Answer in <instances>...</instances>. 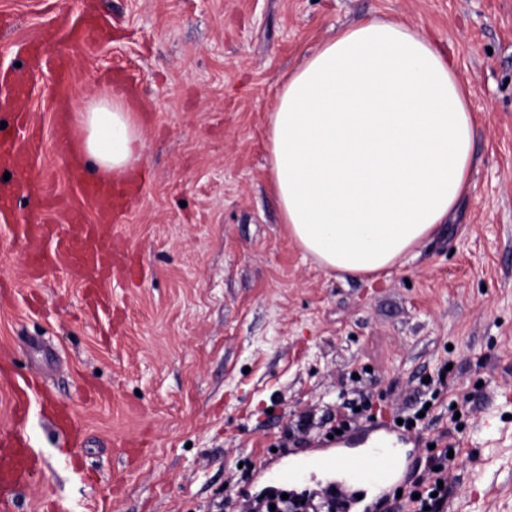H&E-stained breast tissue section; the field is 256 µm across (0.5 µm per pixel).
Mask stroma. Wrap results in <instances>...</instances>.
<instances>
[{"label": "stroma", "instance_id": "obj_1", "mask_svg": "<svg viewBox=\"0 0 512 512\" xmlns=\"http://www.w3.org/2000/svg\"><path fill=\"white\" fill-rule=\"evenodd\" d=\"M94 5L112 37L75 48L70 110L121 68L144 159L112 240L137 275L87 312L64 269L32 280L25 243L0 233V433L38 468L12 512H242L264 464L324 444L354 401L358 432L441 382L410 431L411 482L452 446L448 512H512V0H0V79L40 26ZM395 19L430 32L472 87V187L400 270L374 279L319 267L289 238L265 136L284 75L344 27ZM36 74L33 171L69 197V154ZM35 384L13 416L14 378ZM306 432H298L299 418Z\"/></svg>", "mask_w": 512, "mask_h": 512}]
</instances>
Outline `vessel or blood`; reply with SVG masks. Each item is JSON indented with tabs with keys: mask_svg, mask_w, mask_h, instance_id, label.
<instances>
[{
	"mask_svg": "<svg viewBox=\"0 0 512 512\" xmlns=\"http://www.w3.org/2000/svg\"><path fill=\"white\" fill-rule=\"evenodd\" d=\"M107 35L106 23L88 16L74 25L68 39L72 44L89 48L100 44ZM58 32L44 29L26 43L25 63L10 79L0 84V112L12 117L10 130H0V171L16 173L35 167L41 155V141L31 131L26 113L19 102L31 92V78L37 71L52 67L58 83L69 77L70 55L57 50ZM68 179L74 188L71 198L52 196L39 181L21 184V191L35 200L39 210L64 212L65 223L56 225L39 220L13 226V233L33 243L27 255L28 274L40 279L52 267L67 268L85 288L92 300H99L112 278L124 276L132 269L131 261L115 259L112 236L118 230L112 204L127 197L130 188L106 179L89 180L78 159L67 165ZM400 431L379 427L348 440H334L330 447L319 449L310 461L313 474L324 477L327 497L336 498L344 512H378L385 486L405 480L409 464L398 452L404 442ZM367 446L368 454L349 456L345 444ZM33 451L22 435L0 437V488L10 489L27 479Z\"/></svg>",
	"mask_w": 512,
	"mask_h": 512,
	"instance_id": "obj_1",
	"label": "vessel or blood"
}]
</instances>
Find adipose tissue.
<instances>
[{
    "mask_svg": "<svg viewBox=\"0 0 512 512\" xmlns=\"http://www.w3.org/2000/svg\"><path fill=\"white\" fill-rule=\"evenodd\" d=\"M473 91L425 32L368 20L323 42L282 83L269 180L288 235L322 268L366 277L402 265L470 190ZM74 143L104 177L142 160L123 95L81 110Z\"/></svg>",
    "mask_w": 512,
    "mask_h": 512,
    "instance_id": "1",
    "label": "adipose tissue"
}]
</instances>
